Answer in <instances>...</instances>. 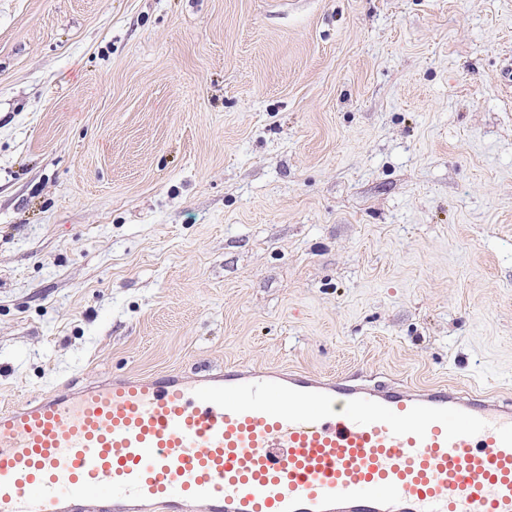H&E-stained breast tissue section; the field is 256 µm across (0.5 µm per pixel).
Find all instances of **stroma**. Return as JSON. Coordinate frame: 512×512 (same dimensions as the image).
<instances>
[{
	"instance_id": "obj_1",
	"label": "stroma",
	"mask_w": 512,
	"mask_h": 512,
	"mask_svg": "<svg viewBox=\"0 0 512 512\" xmlns=\"http://www.w3.org/2000/svg\"><path fill=\"white\" fill-rule=\"evenodd\" d=\"M238 363L512 399V0H0V408Z\"/></svg>"
}]
</instances>
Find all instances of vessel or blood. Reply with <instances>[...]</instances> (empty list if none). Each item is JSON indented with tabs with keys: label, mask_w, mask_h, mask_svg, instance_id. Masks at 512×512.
<instances>
[{
	"label": "vessel or blood",
	"mask_w": 512,
	"mask_h": 512,
	"mask_svg": "<svg viewBox=\"0 0 512 512\" xmlns=\"http://www.w3.org/2000/svg\"><path fill=\"white\" fill-rule=\"evenodd\" d=\"M0 512H512V402L246 364L115 374L0 412Z\"/></svg>",
	"instance_id": "1"
}]
</instances>
